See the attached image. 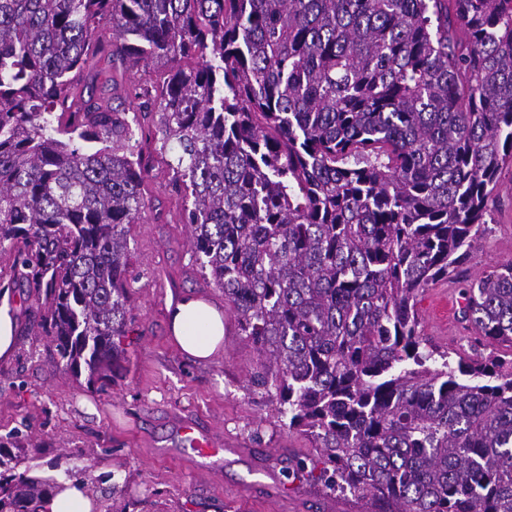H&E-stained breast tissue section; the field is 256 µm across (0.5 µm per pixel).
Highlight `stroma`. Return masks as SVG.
I'll use <instances>...</instances> for the list:
<instances>
[{"label":"stroma","mask_w":512,"mask_h":512,"mask_svg":"<svg viewBox=\"0 0 512 512\" xmlns=\"http://www.w3.org/2000/svg\"><path fill=\"white\" fill-rule=\"evenodd\" d=\"M141 158L144 219L131 227L129 289L135 323L111 382L57 370L45 337L31 327L32 300L12 282L9 252L0 253V291L17 314V344L0 362V440L28 435L30 475L63 478L88 468L112 476L120 490L114 512H366L364 500L326 492L317 474H299L296 459L313 452L307 437L283 426L275 403L252 386L257 353L232 311L224 344L197 362L169 338L168 306L184 296L223 307L217 288L195 261L181 220L183 200L170 184L171 152L146 124ZM488 229L462 275L443 289L463 305L467 282L512 261V165L504 167L490 205ZM203 427L224 455L205 459L187 447L183 421Z\"/></svg>","instance_id":"stroma-1"}]
</instances>
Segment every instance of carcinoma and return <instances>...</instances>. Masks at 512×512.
Masks as SVG:
<instances>
[{"mask_svg":"<svg viewBox=\"0 0 512 512\" xmlns=\"http://www.w3.org/2000/svg\"><path fill=\"white\" fill-rule=\"evenodd\" d=\"M167 65L161 149L201 271L310 437L375 512H512V352L451 359L420 297L479 249L512 164V0H0V250L55 367L107 382L134 322L143 123L77 72ZM512 344V263L472 279ZM0 444V512L57 487Z\"/></svg>","mask_w":512,"mask_h":512,"instance_id":"cac0c4a2","label":"carcinoma"}]
</instances>
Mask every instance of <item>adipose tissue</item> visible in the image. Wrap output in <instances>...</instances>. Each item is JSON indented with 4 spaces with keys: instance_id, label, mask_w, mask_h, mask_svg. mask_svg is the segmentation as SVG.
<instances>
[{
    "instance_id": "adipose-tissue-1",
    "label": "adipose tissue",
    "mask_w": 512,
    "mask_h": 512,
    "mask_svg": "<svg viewBox=\"0 0 512 512\" xmlns=\"http://www.w3.org/2000/svg\"><path fill=\"white\" fill-rule=\"evenodd\" d=\"M168 320L173 342L192 358H211L224 339V316L205 300H179L169 306Z\"/></svg>"
}]
</instances>
